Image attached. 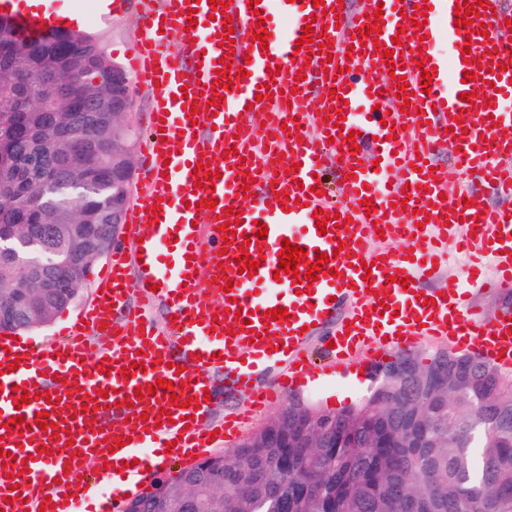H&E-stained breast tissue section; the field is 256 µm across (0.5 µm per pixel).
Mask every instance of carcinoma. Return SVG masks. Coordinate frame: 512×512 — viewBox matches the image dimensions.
<instances>
[{
	"instance_id": "carcinoma-1",
	"label": "carcinoma",
	"mask_w": 512,
	"mask_h": 512,
	"mask_svg": "<svg viewBox=\"0 0 512 512\" xmlns=\"http://www.w3.org/2000/svg\"><path fill=\"white\" fill-rule=\"evenodd\" d=\"M69 45L104 51L75 33ZM0 137L12 143L0 166V227L31 224L35 249L55 257L61 277L77 279L84 263L67 250L63 224H103L102 214L75 202L48 206L29 175L30 158L51 160L67 149L40 112L41 62L54 48L51 33L37 38L0 25ZM21 273L0 259V321L26 330L11 307ZM320 427L338 433L326 448H238L224 466V491L208 512H512V375L466 352L412 396L361 400L337 412L303 406ZM161 491H143L125 512H155Z\"/></svg>"
}]
</instances>
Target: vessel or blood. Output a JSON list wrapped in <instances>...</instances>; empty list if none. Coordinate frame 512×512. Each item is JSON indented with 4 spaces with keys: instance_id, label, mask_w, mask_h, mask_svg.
I'll use <instances>...</instances> for the list:
<instances>
[{
    "instance_id": "b4317fda",
    "label": "vessel or blood",
    "mask_w": 512,
    "mask_h": 512,
    "mask_svg": "<svg viewBox=\"0 0 512 512\" xmlns=\"http://www.w3.org/2000/svg\"><path fill=\"white\" fill-rule=\"evenodd\" d=\"M248 2L230 0L216 14L209 0H141L131 65L153 94L144 188L128 212L125 243L113 247L64 339L42 348L0 338V512H124L154 458L206 454L303 385L305 349L331 320L332 373L427 339L512 371V311L485 318L473 297L477 288H512V114L504 110L512 101V10L489 0L459 27L457 0H356L351 13L340 0H259L253 10ZM413 6L425 13L423 28L402 15ZM278 11L290 18L281 31L272 23ZM377 11L381 35L361 42ZM0 14L27 35L77 31L85 21L27 0H0ZM192 17L204 36L185 43ZM306 25L326 31L327 46L301 43ZM262 27L271 31L264 44ZM442 39L452 47L445 58L433 52ZM224 60L229 86L215 80ZM474 61L482 67L465 81ZM332 62L341 72L329 79ZM272 67L279 75H269ZM425 67L434 71L427 94ZM465 93L474 101H462ZM215 94L222 101L212 108ZM449 141L459 154L436 164ZM201 163L220 179L196 183ZM472 182L489 201L464 205ZM452 183L460 197L448 203L440 195ZM209 196L215 208L201 206ZM232 209L242 220L234 231ZM319 210L329 217L322 231ZM382 239L407 241V257L379 247ZM287 242L306 250L305 268L329 254L318 280L279 274ZM243 250L259 259L256 274L240 272ZM452 253L467 260L460 283L443 290L436 283ZM375 260L379 268L366 270ZM159 306L160 321L152 316ZM280 306L287 318H268ZM215 371L244 398L218 422L204 399ZM268 372L273 380L259 384ZM161 378L170 389L136 395ZM43 411L44 429L36 418ZM120 455L128 466L117 490L111 466Z\"/></svg>"
}]
</instances>
